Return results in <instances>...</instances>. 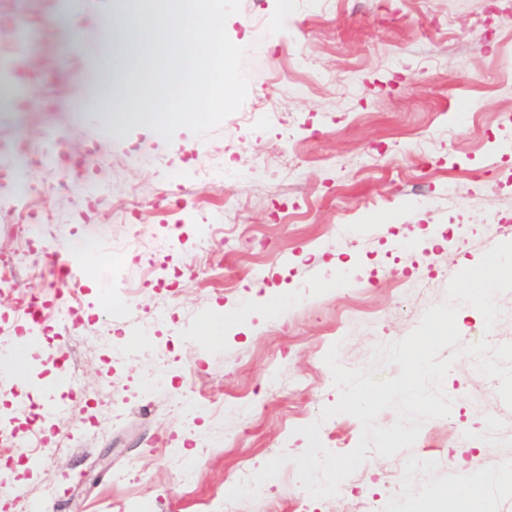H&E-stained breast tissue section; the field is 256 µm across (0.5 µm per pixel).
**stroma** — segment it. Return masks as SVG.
<instances>
[{"label": "stroma", "instance_id": "stroma-1", "mask_svg": "<svg viewBox=\"0 0 512 512\" xmlns=\"http://www.w3.org/2000/svg\"><path fill=\"white\" fill-rule=\"evenodd\" d=\"M150 0H0V192L47 164L73 188L0 212V257L24 288L0 297V457L39 456L0 512H357L373 497L409 512L442 487L512 459V408L498 380L459 358L443 381L449 416L412 449L376 455L336 496L311 498L285 464L253 499L233 487L282 453L340 392L324 358L348 368L407 336L447 299L459 271L512 241V0H241L225 29L244 48L248 95L206 137L165 140L143 123L111 134L101 101L135 84L125 52L152 47L138 24L124 46L101 23ZM88 251L63 280L44 245ZM49 303L46 335L25 339L28 293ZM280 297L281 314L257 308ZM486 330L460 305L461 345L512 343V292ZM248 312L206 344L207 314ZM141 329L138 338L130 329ZM56 413L39 425L57 380ZM497 419L488 431L489 419ZM341 414L325 449L352 451Z\"/></svg>", "mask_w": 512, "mask_h": 512}]
</instances>
